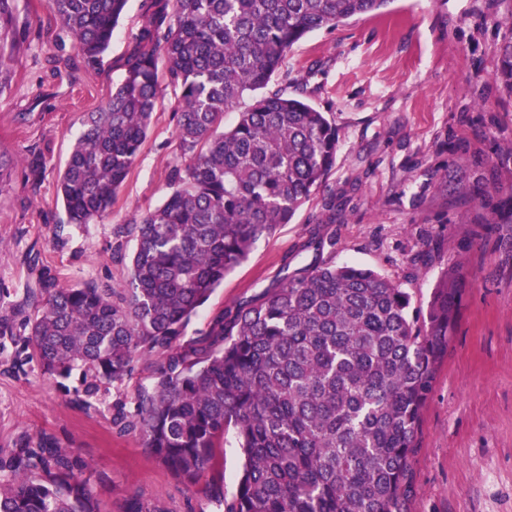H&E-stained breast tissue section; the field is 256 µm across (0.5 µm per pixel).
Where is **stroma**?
Listing matches in <instances>:
<instances>
[{
	"instance_id": "1",
	"label": "stroma",
	"mask_w": 512,
	"mask_h": 512,
	"mask_svg": "<svg viewBox=\"0 0 512 512\" xmlns=\"http://www.w3.org/2000/svg\"><path fill=\"white\" fill-rule=\"evenodd\" d=\"M13 41L0 48L11 72L0 85V455L21 443L74 449L90 488L108 512H126L132 496L167 502L172 512H217L216 491L232 498L241 454L234 434L206 480L178 481L120 431L118 408L133 410L155 360L137 362L121 387L103 386L91 407L70 403L67 389L36 362L13 363L33 312L27 289L42 274L61 284L126 287L134 214L161 204L178 157L173 109L178 89L163 85L142 151L103 219L72 224L57 197L60 172L85 113L104 103L121 77L120 60L140 25L130 0L98 66L66 71L76 56L64 32L36 37L51 23L47 0H12ZM504 0H391L378 15L315 31L293 46L275 76L289 92L305 90L336 126V165L326 185L291 223L256 241L192 317L186 337L239 302L259 296L315 257L367 266L428 300L444 272L468 286L461 316L421 417L407 512H512V93L494 79ZM502 186L496 215L481 195ZM331 238L322 253L309 231ZM435 254L419 272L408 259L424 239Z\"/></svg>"
}]
</instances>
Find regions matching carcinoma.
I'll return each instance as SVG.
<instances>
[{"label": "carcinoma", "instance_id": "cac0c4a2", "mask_svg": "<svg viewBox=\"0 0 512 512\" xmlns=\"http://www.w3.org/2000/svg\"><path fill=\"white\" fill-rule=\"evenodd\" d=\"M495 79L512 90V0ZM390 0H143V21L107 100L85 113L57 183L70 224L105 216L152 124L160 77L180 88L181 162L154 210L132 219L128 287L43 278L28 358L57 381L82 376L70 401L90 405L135 363L158 357L121 430L181 482L213 468L235 431L243 463L224 512H406L421 410L461 305L445 272L426 305L380 273L315 260L255 301L184 339L189 320L253 244L293 220L336 164V126L300 94L271 88L308 34ZM128 0H48L71 35L76 71L100 61ZM13 30L0 0V41ZM239 109L233 126L224 113ZM86 466L45 443L0 457V512H103ZM127 512H170L137 496Z\"/></svg>", "mask_w": 512, "mask_h": 512}]
</instances>
